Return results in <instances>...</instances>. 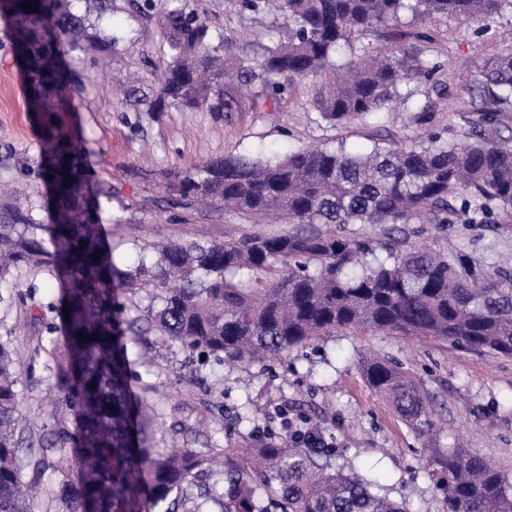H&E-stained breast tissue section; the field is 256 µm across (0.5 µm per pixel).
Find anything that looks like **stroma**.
Returning a JSON list of instances; mask_svg holds the SVG:
<instances>
[{
    "mask_svg": "<svg viewBox=\"0 0 512 512\" xmlns=\"http://www.w3.org/2000/svg\"><path fill=\"white\" fill-rule=\"evenodd\" d=\"M191 5L231 41L237 54L257 56L249 15L229 0H191ZM124 6V0H116L114 10L97 23L101 37L119 40L112 56L93 59L75 52L68 58L79 84L71 100V122L91 173L112 181L106 224L114 263L122 270L148 257V245L159 240H221L250 229L233 213L171 208L166 192L170 172L216 156L249 152L271 159L289 149L339 141L350 150L364 151L376 142L417 145L434 131L463 140L480 119L477 104L462 90L464 76L512 49V21L491 20L489 31L482 33L465 21L440 17L423 23L433 37L424 46L426 55L439 66L432 82H409L413 98L377 120L345 127L326 123L312 106L308 80L273 112L252 111L253 90L245 87L240 111L219 115L174 110L155 120L134 111L116 90L134 73L140 93L152 94L155 67L163 62L154 9L132 15ZM426 102L435 108L423 118L417 107ZM41 154L9 27L0 19V183L31 192L40 188ZM405 230L412 246L460 252L490 272L512 258V224H451L439 229L409 224ZM14 280L29 297L23 305L0 303V337L24 354L21 406L43 425L49 416L41 397L54 379L39 346L45 334L41 315L48 303L57 301L59 291L57 285L33 280L25 271ZM369 354L392 358L420 380L434 416L446 424L439 447L463 438L468 448L512 475L510 358L363 330L339 331L252 363L189 359L179 347L153 335L129 345L132 389L153 407L156 447L174 440L195 448L209 440L238 446L259 430L284 434V416L301 414L333 442L341 463L358 474L380 477L385 494L405 502L409 512H447L434 486L428 450L363 376L360 359Z\"/></svg>",
    "mask_w": 512,
    "mask_h": 512,
    "instance_id": "1",
    "label": "stroma"
}]
</instances>
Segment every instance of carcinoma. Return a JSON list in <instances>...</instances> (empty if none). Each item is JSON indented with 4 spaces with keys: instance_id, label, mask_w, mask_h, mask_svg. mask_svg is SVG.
<instances>
[{
    "instance_id": "obj_1",
    "label": "carcinoma",
    "mask_w": 512,
    "mask_h": 512,
    "mask_svg": "<svg viewBox=\"0 0 512 512\" xmlns=\"http://www.w3.org/2000/svg\"><path fill=\"white\" fill-rule=\"evenodd\" d=\"M71 2L0 0L30 75L27 111L38 118L50 158L39 173L49 223L26 193L0 190V283L25 268L60 290L48 305L43 349L59 393L50 420L74 451L59 449L63 481L46 493L65 512H406L378 480L333 465L328 448L280 436H254L240 448L154 447L150 406L130 390L128 344L146 330L190 355L243 363L363 328L512 357V275L486 271L465 254L416 249L396 233L406 224H512V147L496 140L500 116L512 108V51L470 74L464 91L480 99L483 114L481 129L464 143L431 133L411 147L377 143L352 154L342 143L310 146L275 162L237 154L172 173L171 205L233 211L257 229L224 241H167L154 247L151 263L122 271L102 224L112 186L90 176L67 123L74 88L64 60L75 48L110 51L112 42ZM233 4L269 18L260 59L230 52L189 0L163 7L165 59L155 93L139 100L147 111L233 112L238 88L256 85L253 110L263 112L311 78L323 120L338 126L374 118L389 111L404 81L429 80L437 70L406 44L403 19L512 16V0ZM371 36L387 50H374ZM270 215L290 228H261ZM349 224L390 230L356 236ZM147 287L156 306L143 329L141 318L122 317L116 304ZM361 367L406 423L432 439L435 424L415 376L377 355L363 357ZM19 384V355L0 340V512H30L41 487L24 481L20 455L48 449L45 439L24 436ZM71 413L73 431L66 428ZM431 453L448 512H512V477L483 455L458 442Z\"/></svg>"
}]
</instances>
